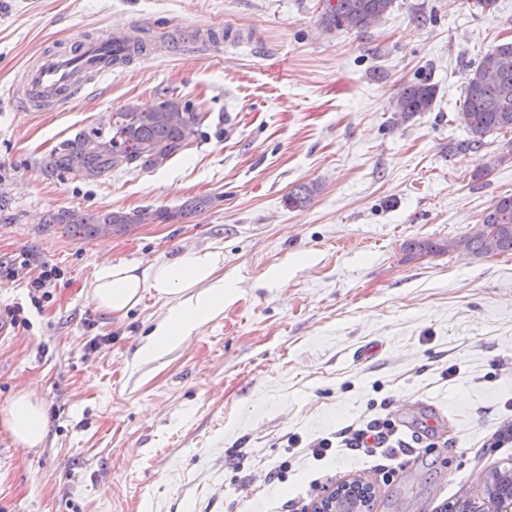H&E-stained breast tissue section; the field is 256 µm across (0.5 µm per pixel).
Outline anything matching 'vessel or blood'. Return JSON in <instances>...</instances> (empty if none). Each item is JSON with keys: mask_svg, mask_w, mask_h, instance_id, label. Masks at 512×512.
Instances as JSON below:
<instances>
[{"mask_svg": "<svg viewBox=\"0 0 512 512\" xmlns=\"http://www.w3.org/2000/svg\"><path fill=\"white\" fill-rule=\"evenodd\" d=\"M135 32H121L106 41L84 38L78 49L47 52L22 72L23 96L59 105L77 95L87 77L111 73L114 58L128 55Z\"/></svg>", "mask_w": 512, "mask_h": 512, "instance_id": "b4317fda", "label": "vessel or blood"}]
</instances>
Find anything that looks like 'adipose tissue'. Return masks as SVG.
<instances>
[{
    "label": "adipose tissue",
    "instance_id": "ef3b65f1",
    "mask_svg": "<svg viewBox=\"0 0 512 512\" xmlns=\"http://www.w3.org/2000/svg\"><path fill=\"white\" fill-rule=\"evenodd\" d=\"M223 266L222 249H189L173 260L145 267L127 262L102 263L86 286L99 310L119 318L136 308L145 294L168 301L165 317L152 330L144 348L146 356L155 357L223 314L224 302L232 293L219 276ZM0 428L18 448L41 447L46 437L47 410L32 394H15L0 408Z\"/></svg>",
    "mask_w": 512,
    "mask_h": 512
}]
</instances>
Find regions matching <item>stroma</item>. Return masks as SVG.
<instances>
[{
    "mask_svg": "<svg viewBox=\"0 0 512 512\" xmlns=\"http://www.w3.org/2000/svg\"><path fill=\"white\" fill-rule=\"evenodd\" d=\"M323 0H0V406L33 391L43 447L0 431V512H310L325 488L374 475L375 512H489L472 470L512 463L486 447L512 417V254L415 256L409 241L472 233L512 194V140L458 149L470 65L512 40V0H395L366 34L322 31ZM131 24L144 53L60 108L13 88L44 52ZM217 49L184 54L194 31ZM437 88L431 111L393 119L405 84ZM175 96L200 135L153 170L87 177L52 165L60 145L131 101ZM488 174L474 180L478 167ZM318 192L284 204L298 184ZM202 212L100 237L48 223L70 211ZM224 251V313L152 360L141 346L167 305L118 320L84 284L105 260L148 265L185 248ZM58 268L32 305L28 273ZM285 280H278V273ZM374 419L404 450L392 481L359 449L323 460L290 449ZM282 483L265 484L283 461ZM318 188L314 184H299L289 190L284 203L288 209H306L313 201Z\"/></svg>",
    "mask_w": 512,
    "mask_h": 512,
    "instance_id": "35a3bbf8",
    "label": "stroma"
}]
</instances>
